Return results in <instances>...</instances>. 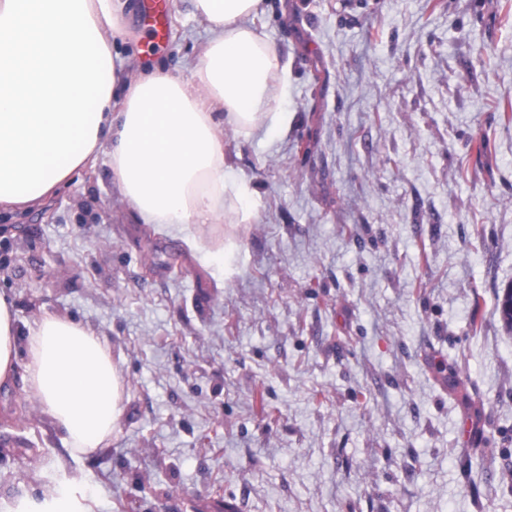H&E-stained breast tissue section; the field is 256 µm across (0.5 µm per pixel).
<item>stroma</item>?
Wrapping results in <instances>:
<instances>
[{
    "label": "stroma",
    "instance_id": "obj_1",
    "mask_svg": "<svg viewBox=\"0 0 512 512\" xmlns=\"http://www.w3.org/2000/svg\"><path fill=\"white\" fill-rule=\"evenodd\" d=\"M124 60L184 81L204 43L169 0ZM288 131L227 139L255 191L233 275L136 223L100 155L0 214V291L99 335L124 379L103 448L71 455L0 386V499L66 485L97 512H512V0H264ZM478 435L462 437L463 422Z\"/></svg>",
    "mask_w": 512,
    "mask_h": 512
}]
</instances>
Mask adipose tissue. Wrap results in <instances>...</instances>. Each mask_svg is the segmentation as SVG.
Here are the masks:
<instances>
[{"label": "adipose tissue", "instance_id": "1", "mask_svg": "<svg viewBox=\"0 0 512 512\" xmlns=\"http://www.w3.org/2000/svg\"><path fill=\"white\" fill-rule=\"evenodd\" d=\"M207 39L194 84L159 64L124 73L113 42L125 0H0V210L42 205L94 162L140 223L183 232L228 275L235 242L214 246L213 224H251L257 204L233 170L224 135L267 141L286 130L287 76L254 25L263 0H191ZM28 358L23 380L72 455L100 448L118 428L122 377L99 336L45 314L20 331L0 293V384ZM0 512H90L69 490L13 500Z\"/></svg>", "mask_w": 512, "mask_h": 512}]
</instances>
